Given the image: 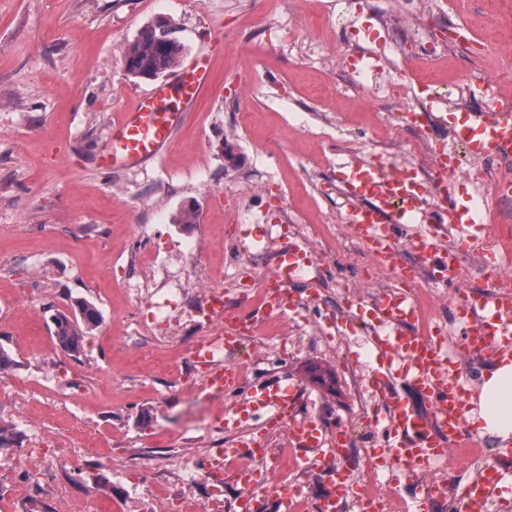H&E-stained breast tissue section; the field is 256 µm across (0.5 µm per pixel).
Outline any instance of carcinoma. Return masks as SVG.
I'll return each mask as SVG.
<instances>
[{
	"label": "carcinoma",
	"mask_w": 512,
	"mask_h": 512,
	"mask_svg": "<svg viewBox=\"0 0 512 512\" xmlns=\"http://www.w3.org/2000/svg\"><path fill=\"white\" fill-rule=\"evenodd\" d=\"M167 22L149 23L129 43L123 58L126 73L142 79L158 77L175 68L185 55V46L163 29ZM54 333L60 346L73 353L81 350L84 336L99 325V312L87 300L75 305L73 314L57 311L52 315Z\"/></svg>",
	"instance_id": "obj_1"
}]
</instances>
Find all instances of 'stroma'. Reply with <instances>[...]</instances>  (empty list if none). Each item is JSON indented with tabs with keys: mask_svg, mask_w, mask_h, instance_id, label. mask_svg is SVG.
<instances>
[{
	"mask_svg": "<svg viewBox=\"0 0 512 512\" xmlns=\"http://www.w3.org/2000/svg\"><path fill=\"white\" fill-rule=\"evenodd\" d=\"M396 0H0V422L15 445H63L70 463L22 477L0 468V512H179L176 495L207 504L210 484L188 482L182 464L238 440L266 437L256 414L227 426L232 403L185 378L197 337L210 327L189 317L174 283L191 287L209 266L224 271L236 301L242 256L273 267L281 249L304 244L320 258L291 284L294 313L245 339L246 384L288 379L298 416L322 419L326 434L351 429L356 448L376 445L384 416L366 385L378 368L369 336L346 324L349 307L369 308L400 288L346 221L343 174L394 140L395 154L431 138L403 121L399 88L406 59L416 80L456 100L478 69L512 74V0H452L414 21ZM167 19L188 55L205 53L215 78L173 146L157 161L102 170L112 121L153 88L127 76L123 55L148 23ZM372 37H365V28ZM366 48L389 86H359L355 47ZM197 224L174 218L187 206ZM199 245L187 256L186 243ZM412 290L430 323L457 330L452 293L422 273ZM88 300L100 323L83 350L64 351L48 305L70 311ZM174 332L146 334L151 313ZM287 352H280V341ZM360 364L350 378L347 362ZM99 437L86 453L87 435ZM483 456L447 454L450 482L463 485L492 462L495 439L476 437Z\"/></svg>",
	"mask_w": 512,
	"mask_h": 512,
	"instance_id": "35a3bbf8",
	"label": "stroma"
}]
</instances>
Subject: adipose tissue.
<instances>
[{"instance_id": "1", "label": "adipose tissue", "mask_w": 512, "mask_h": 512, "mask_svg": "<svg viewBox=\"0 0 512 512\" xmlns=\"http://www.w3.org/2000/svg\"><path fill=\"white\" fill-rule=\"evenodd\" d=\"M472 403L468 420L479 434L495 437L505 446L512 444V360H501L491 368Z\"/></svg>"}]
</instances>
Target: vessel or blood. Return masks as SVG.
<instances>
[{
  "label": "vessel or blood",
  "instance_id": "obj_1",
  "mask_svg": "<svg viewBox=\"0 0 512 512\" xmlns=\"http://www.w3.org/2000/svg\"><path fill=\"white\" fill-rule=\"evenodd\" d=\"M213 77L207 55H197L182 64L172 78L142 94L134 111L126 112L112 125V140L101 157L102 168L119 172L147 161L160 159L172 144L175 133L184 125L203 88ZM454 135L461 139L469 155L481 160L512 156V106L501 105L494 112H468L464 116H443ZM354 200L348 219L371 243L377 261L389 262L400 280L414 277V267L406 264L399 249L404 225L415 224L409 246L419 262L431 267L437 283L456 285L460 248L482 238L486 214L471 199L452 209H431L427 192L408 172H386L376 163H361L346 178ZM452 243H445V235ZM313 259L310 250L290 246L281 250L274 275L275 284L267 289L261 303L251 309L224 311L222 303L210 302L203 312L209 323L223 322L224 329L210 345L194 349L192 357L203 376V386L212 394H234L237 412L246 416L262 411L267 421L276 424L292 416L297 389L288 383H276L249 391L238 366L216 359L213 349L222 345L238 348L243 338L259 323L279 312L290 302L288 286L298 270ZM457 317L465 344L489 358L512 353V285L496 279L484 289L459 302ZM371 342L379 362V374L372 386L388 401L386 437L375 451L378 459L389 458L400 467L404 480H412L416 470L444 460L448 448H466L474 441L467 429L469 410L466 378L461 363L447 337H432L429 331H416L420 312L411 295L403 289L380 297L369 312ZM402 380L425 399L421 409L410 407L390 393L394 380ZM295 448L314 452L322 459L339 453L349 442L346 432H337L326 440L320 425L313 420L295 423L292 430ZM257 439L238 441L236 446L218 448L204 462L212 474L224 471L228 459L242 460L261 454ZM241 487L238 512H256L253 488L258 482L256 470L237 471ZM512 483V448L500 449L497 460L457 495L459 512H487L496 491ZM356 488L344 472L331 470L327 490L317 503V512H336L338 503L357 498Z\"/></svg>",
  "mask_w": 512,
  "mask_h": 512
}]
</instances>
